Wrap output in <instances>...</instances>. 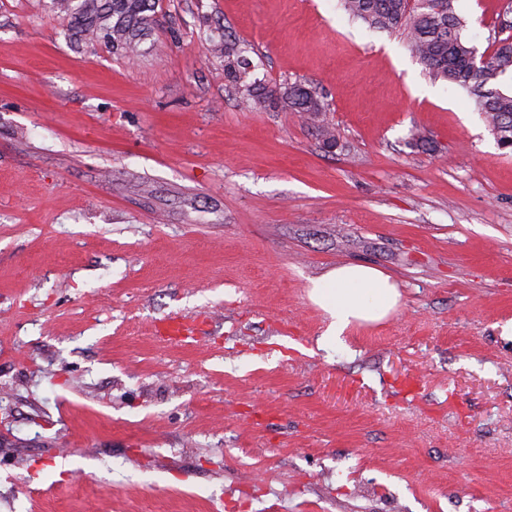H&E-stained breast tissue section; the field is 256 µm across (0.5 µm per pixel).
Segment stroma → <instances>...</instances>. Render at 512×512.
<instances>
[{
    "label": "stroma",
    "mask_w": 512,
    "mask_h": 512,
    "mask_svg": "<svg viewBox=\"0 0 512 512\" xmlns=\"http://www.w3.org/2000/svg\"><path fill=\"white\" fill-rule=\"evenodd\" d=\"M507 2L458 0L478 48ZM142 49L0 0V512H512V153L473 99L338 0H162ZM348 261L401 301L323 349ZM212 50L224 54V71L228 84L237 93L248 99L263 103L264 106L277 109H291L299 112L307 120L315 121L326 112L324 96L314 86L291 83L276 89L267 90L261 80L255 76L258 67L245 54L246 47L224 39V35L212 34L208 38Z\"/></svg>",
    "instance_id": "35a3bbf8"
}]
</instances>
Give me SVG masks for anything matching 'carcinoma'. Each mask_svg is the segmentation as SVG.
<instances>
[{"mask_svg": "<svg viewBox=\"0 0 512 512\" xmlns=\"http://www.w3.org/2000/svg\"><path fill=\"white\" fill-rule=\"evenodd\" d=\"M457 0H340L342 9L370 28L397 33L435 79L466 91L502 150L512 151V20L511 8L498 15L497 36L484 51L463 36L466 19ZM58 17L67 22L74 43L102 42L113 53L133 60L156 25L159 0H52ZM224 56L228 84L237 93L273 109L298 112L314 121L326 111L324 96L314 86L291 83L268 90L255 76L256 65L246 47L208 38Z\"/></svg>", "mask_w": 512, "mask_h": 512, "instance_id": "1", "label": "carcinoma"}]
</instances>
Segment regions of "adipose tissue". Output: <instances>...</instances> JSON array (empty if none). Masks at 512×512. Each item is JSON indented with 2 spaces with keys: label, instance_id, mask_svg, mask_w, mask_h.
<instances>
[{
  "label": "adipose tissue",
  "instance_id": "adipose-tissue-1",
  "mask_svg": "<svg viewBox=\"0 0 512 512\" xmlns=\"http://www.w3.org/2000/svg\"><path fill=\"white\" fill-rule=\"evenodd\" d=\"M310 298L329 320L323 342L330 345L352 324L385 319L397 306L400 292L389 274L347 262L313 280Z\"/></svg>",
  "mask_w": 512,
  "mask_h": 512
}]
</instances>
